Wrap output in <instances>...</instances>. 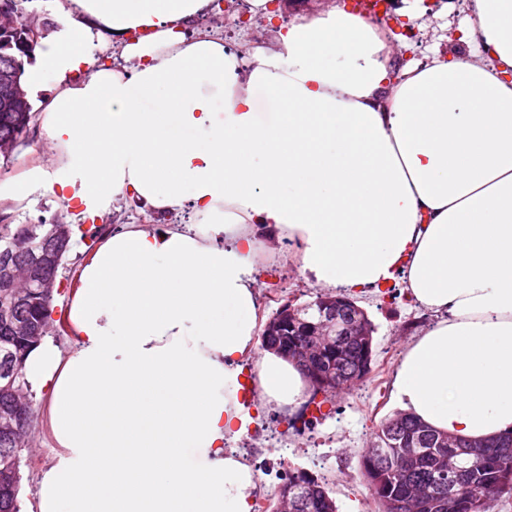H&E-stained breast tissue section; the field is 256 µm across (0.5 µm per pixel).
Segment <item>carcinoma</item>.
I'll list each match as a JSON object with an SVG mask.
<instances>
[{"label": "carcinoma", "instance_id": "1", "mask_svg": "<svg viewBox=\"0 0 512 512\" xmlns=\"http://www.w3.org/2000/svg\"><path fill=\"white\" fill-rule=\"evenodd\" d=\"M34 0H0V71L25 73L35 46L27 41L35 27L40 35L54 28L43 24ZM12 107L0 103V155L10 156L33 118L28 95ZM69 224H0V236L12 239L11 255L0 262V357L12 354L16 379H0V512H19L21 453L27 447L35 403L24 372V359L34 342L29 333L49 329V307L57 270L73 246ZM336 308L323 296L310 297L294 315L282 318L285 327L262 337L266 349L299 360L307 375L329 381L325 390L349 389L367 379L375 361V326L360 313L356 335L334 342L315 336L321 312ZM442 434L413 417L396 412L374 431L361 467L381 512H491L495 499L512 490V434L474 448L465 441L448 446ZM454 457L463 478L456 496L448 497L440 473ZM265 512H337L322 480L304 471H288Z\"/></svg>", "mask_w": 512, "mask_h": 512}]
</instances>
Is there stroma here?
I'll use <instances>...</instances> for the list:
<instances>
[{
    "label": "stroma",
    "mask_w": 512,
    "mask_h": 512,
    "mask_svg": "<svg viewBox=\"0 0 512 512\" xmlns=\"http://www.w3.org/2000/svg\"><path fill=\"white\" fill-rule=\"evenodd\" d=\"M403 0H387L389 25L395 33L405 35V48L400 65L427 61L433 54L452 58H472L475 50L460 43V28L469 12L459 0H421L412 16H403ZM50 150L38 122H31L24 142L13 154L0 161V181L9 179L32 164L47 162ZM0 213L14 224L39 222L81 224L82 238L62 261L57 273V304L68 301L73 274L85 253L95 249L103 224H148L151 216L138 201L121 198L99 218L79 220L75 210L53 200L42 188L35 189L23 207L5 206ZM256 276L261 285L260 304L263 316H271L280 302H303L316 293L294 266L258 264ZM357 303L368 314L377 331L375 367L369 378L355 387L324 397V404L312 425L295 430L271 409L260 412V425L277 437V444L252 457L251 463L260 475L257 499L271 498L281 476L298 469L317 477H325L338 506V512H378L379 505L370 495L361 476V456L377 425L396 412L392 381L396 366L404 352V343L427 327L431 314L418 308L403 287L393 296L375 293L358 295Z\"/></svg>",
    "instance_id": "stroma-1"
}]
</instances>
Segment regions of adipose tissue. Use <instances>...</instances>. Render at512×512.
Masks as SVG:
<instances>
[{
	"label": "adipose tissue",
	"mask_w": 512,
	"mask_h": 512,
	"mask_svg": "<svg viewBox=\"0 0 512 512\" xmlns=\"http://www.w3.org/2000/svg\"><path fill=\"white\" fill-rule=\"evenodd\" d=\"M210 5L67 0L26 69L28 92L55 81L38 115L54 170L0 184V202L40 185L90 215L122 195L195 217L108 234L52 316L67 346L28 352L52 444L38 512H251L258 475L226 442L248 400L289 415L311 389L256 352L253 265L277 259L259 224L315 286L399 279L434 316L396 368L403 412L470 442L512 433V0H471L462 39L482 58L401 69L392 32L339 7L280 26L274 51L188 38ZM114 34L131 67L98 62Z\"/></svg>",
	"instance_id": "adipose-tissue-1"
}]
</instances>
